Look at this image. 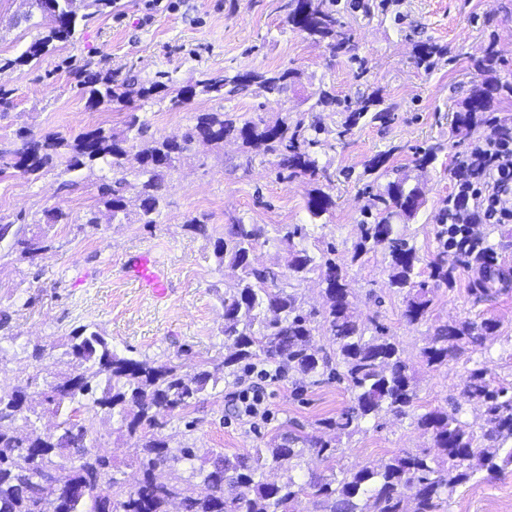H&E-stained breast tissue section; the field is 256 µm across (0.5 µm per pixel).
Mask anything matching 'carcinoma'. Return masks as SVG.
<instances>
[{
	"label": "carcinoma",
	"instance_id": "carcinoma-1",
	"mask_svg": "<svg viewBox=\"0 0 512 512\" xmlns=\"http://www.w3.org/2000/svg\"><path fill=\"white\" fill-rule=\"evenodd\" d=\"M80 0H35L42 18L50 21L46 35L34 40L14 59L0 58V69L27 65L49 51L55 42L75 38L87 18L79 14ZM338 0H280L284 21L315 41L327 44L332 56L357 60L354 38L340 20ZM444 49L420 45L415 63L429 70ZM297 72L292 69L250 71L207 77L178 89L154 81L143 85L138 98L147 104H167L180 110L196 95L230 99L253 89L260 96L288 93ZM78 85L87 87V103L93 108L123 104L126 92L105 75ZM512 96V85L488 79L472 87L463 110L455 117L454 130L465 140L487 123L491 104L499 96ZM321 105H337L343 114L342 138L362 120L388 122L390 108L382 99L360 97L353 102L329 92L319 93ZM149 125L140 115L127 113L121 131L102 127L88 129L67 140L55 133L35 135L21 131L15 140L0 139V174L11 170L37 176L56 167L66 155L63 172L79 177L95 167L100 176L99 203L109 219L122 221L135 206L146 227L157 224L165 203V181L196 142L220 145L231 136L243 146L260 149L280 158L277 177L308 176L330 180L327 168L316 158V148L331 133L320 117L310 120L284 117L269 122L261 116L241 122L224 112H203L187 128L181 140L163 138L137 148ZM139 181L135 201L124 195L127 178ZM368 204L358 224L359 240L351 260L367 251L384 250L386 286L403 297V318L410 324L427 316L435 290L452 284L459 267L477 273L472 291L487 295L507 279L497 266L487 235L470 227L448 223V211L438 217L437 252L427 258L416 244L398 233L393 220L408 221L423 204L419 189L406 188L397 178L382 190L367 186ZM333 207L332 198L316 188L307 200V211L316 219ZM101 210L91 209L79 219L60 209L45 210L30 223H10L0 228V244L7 253L34 258L47 249L48 232L58 224L97 226ZM288 242L285 270L276 272L252 262L251 254L265 235L259 224L237 220L216 239L218 270L237 271L236 283L224 291V351L201 360L192 375L170 361L147 356L134 358L112 347L106 336L87 326L75 328L62 343L58 362L64 368L48 378L34 376L24 386L0 384V512H301L302 497L312 499L316 512H447L456 488L470 482L474 466L488 474L512 465V387L495 383L483 368L470 371L462 395L484 409L488 430L478 442L459 417L460 407H438L415 413L416 370L404 357L396 338L371 319L357 321L349 313L351 289L344 266L336 262V246L328 243L316 255L306 242L312 230L306 224H284L278 229ZM318 274L323 288L320 308L304 309L295 292L296 283ZM327 328L332 353L313 343L316 326ZM497 329L496 321L484 319L440 324L421 351L423 364L438 368L483 347ZM277 364L304 377L325 375L344 382L351 405L339 414L319 421L334 433L335 440L351 436L366 419L383 412L410 417L429 434L438 455L405 450L355 471L312 476L298 483L269 482L264 476L271 461L288 470L298 466L305 452L313 450L325 460L336 458L331 442L314 435L289 433L238 455L210 454L195 465L197 454L189 447L170 445L164 412L196 429L187 419L208 390L237 375L255 362ZM45 414L60 417L54 432L42 433L38 422ZM117 418L120 429L137 441L136 463L140 478L128 486L114 476L112 460L97 452L96 423Z\"/></svg>",
	"mask_w": 512,
	"mask_h": 512
}]
</instances>
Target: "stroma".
Segmentation results:
<instances>
[{"instance_id":"35a3bbf8","label":"stroma","mask_w":512,"mask_h":512,"mask_svg":"<svg viewBox=\"0 0 512 512\" xmlns=\"http://www.w3.org/2000/svg\"><path fill=\"white\" fill-rule=\"evenodd\" d=\"M278 0H162L150 9L146 0H119L109 15L95 16L69 42L56 43L36 66L0 70V84L13 89L12 103L0 107V139H13L25 129L72 138L103 123L119 129L128 107L138 108L150 123L152 138L181 136L201 112L235 117L261 115L267 120L315 113L330 128L341 120L335 107L317 103L319 89L351 100L372 92L394 107L388 123L359 124L343 140H331L317 153L319 164L333 175L324 190L333 201L330 213L315 225L313 242H332L343 259L353 294L351 312L364 321L377 318L395 336L405 357L417 368V412L460 399L471 369L488 370L501 384L512 386V287L488 297L472 293L474 272L456 269L452 287L439 288L426 320L410 324L402 316L399 294L386 288L382 249L353 258L357 224L367 203L364 188L372 181L364 172L369 159L389 152L390 167L406 184L419 188L424 203L402 229L423 254L436 249L435 216L455 193L449 171L474 147V140L453 136L457 112L482 76L475 67L487 45L497 61L493 78L512 83V0H339L340 17L355 37L357 61L330 58L325 43L291 29L277 9ZM27 0H0V57L19 56L44 31L24 23ZM446 47L432 69L418 67L416 48L424 42ZM292 68L298 77L286 95L265 98L244 92L229 100L196 96L183 109L141 105L140 85L162 81L182 87L224 72ZM111 75L126 84L127 105L89 108L76 90L77 74ZM434 149L435 161L417 170L414 154ZM277 159L242 146L232 138L221 146L194 145L167 179L165 207L158 224L146 228L137 219L122 223L101 218L99 227L58 225L53 245L35 259L12 254L0 258V310L10 317L19 344H37L44 356L35 362L21 351L0 367V381L26 385L36 373L56 371L62 343L77 326H96L114 348L130 356L172 360L193 370L202 358L224 344L221 298L236 273L219 270L213 243L226 224L240 219L265 228L267 242L253 253L256 264L283 270L287 244L276 241L279 224L312 223L306 209L316 183L298 176L279 179ZM99 176L83 174L70 186L60 171L30 180L18 175L0 178V224L22 215L59 208L83 215L98 206ZM207 214L208 232L188 231L187 217ZM153 251L169 273L170 291L159 302L129 277L125 264L136 254ZM495 319L496 332L482 351L432 370L423 366L421 351L439 324L463 319ZM238 381L218 386L205 396L192 417L194 431L171 421L166 428L172 445L227 455L263 447L276 435L293 430L318 431V420L345 409L350 400L344 384L318 383L289 373L268 386L270 416L253 427L238 420L228 395ZM100 452L134 481L133 440L122 436L115 420L97 425ZM321 432V431H318ZM332 439L330 431L321 432ZM431 439L410 418L381 414L378 424H364L336 445L338 470H356L404 450L430 449ZM307 452L294 473L267 465L268 480L304 479L331 467ZM450 512H512V467L490 476L477 472L459 486Z\"/></svg>"}]
</instances>
